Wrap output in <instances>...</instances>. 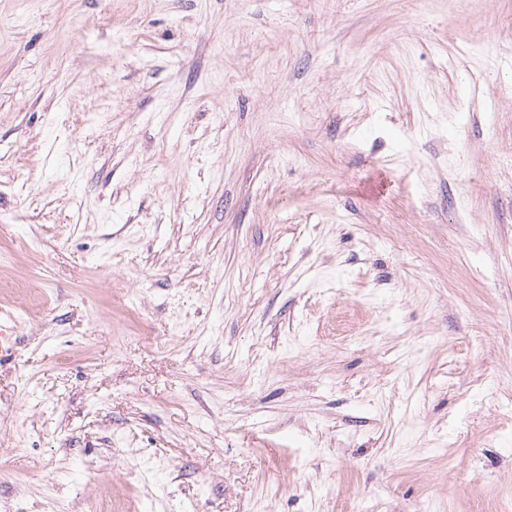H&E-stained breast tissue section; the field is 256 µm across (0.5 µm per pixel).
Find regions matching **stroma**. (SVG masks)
<instances>
[{
    "instance_id": "1",
    "label": "stroma",
    "mask_w": 512,
    "mask_h": 512,
    "mask_svg": "<svg viewBox=\"0 0 512 512\" xmlns=\"http://www.w3.org/2000/svg\"><path fill=\"white\" fill-rule=\"evenodd\" d=\"M0 512H512V0H0Z\"/></svg>"
}]
</instances>
